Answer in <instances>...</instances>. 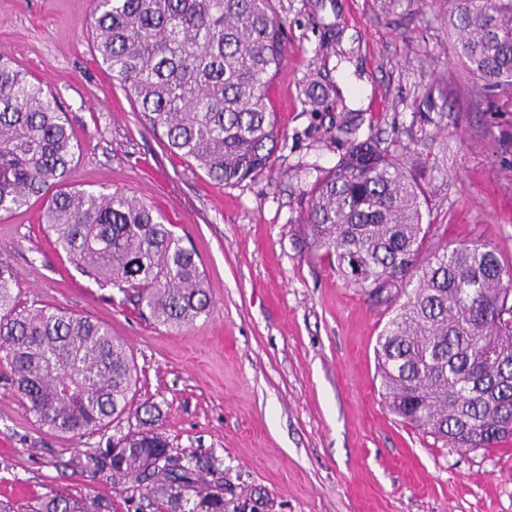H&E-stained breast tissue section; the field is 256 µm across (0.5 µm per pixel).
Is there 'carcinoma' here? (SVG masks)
<instances>
[{
    "label": "carcinoma",
    "instance_id": "obj_1",
    "mask_svg": "<svg viewBox=\"0 0 512 512\" xmlns=\"http://www.w3.org/2000/svg\"><path fill=\"white\" fill-rule=\"evenodd\" d=\"M276 0H93L103 64L162 130L170 152L218 184L271 170L281 136L271 86L287 56ZM458 60L489 87H512V0H447ZM76 149L66 114L0 54V213L45 199L41 223L88 278L154 323L182 328L210 299L194 251L137 196L70 184ZM420 185L371 136L351 143L310 190L300 219L348 285L394 301L416 285L377 341L390 413L455 448L512 437V265L485 244L424 251ZM0 266V362L28 411L55 432L84 435L123 415L135 366L109 328L57 308H27ZM474 295L466 301L462 293ZM152 494L160 512H228L209 457L181 461L159 433L127 434L84 467ZM56 492L35 512H105Z\"/></svg>",
    "mask_w": 512,
    "mask_h": 512
}]
</instances>
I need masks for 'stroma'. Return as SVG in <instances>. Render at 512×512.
<instances>
[{
    "label": "stroma",
    "instance_id": "stroma-1",
    "mask_svg": "<svg viewBox=\"0 0 512 512\" xmlns=\"http://www.w3.org/2000/svg\"><path fill=\"white\" fill-rule=\"evenodd\" d=\"M288 56L271 88L282 138L270 173L234 186L171 155L94 45L91 0H0V53L54 96L78 146L74 186L160 210L202 267L208 314L172 331L98 286L40 222L0 215V264L21 305L108 326L137 369L127 412L83 436L42 425L0 364V512L49 492L156 512L85 453L144 427L215 457L242 512H512V441L444 445L385 407L375 347L393 314L346 284L299 222L352 135L401 154L424 191L428 248L487 244L512 260V90L459 63L438 0H280Z\"/></svg>",
    "mask_w": 512,
    "mask_h": 512
}]
</instances>
